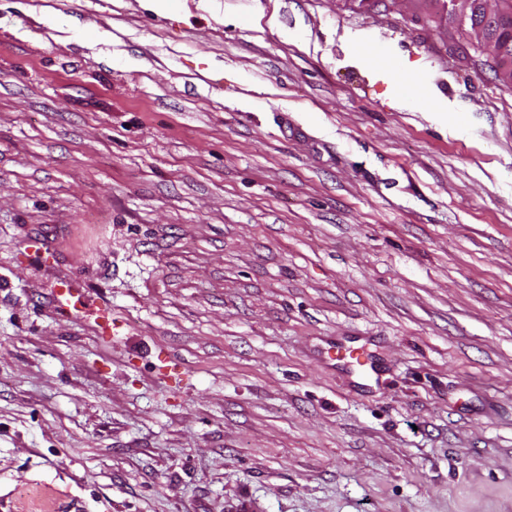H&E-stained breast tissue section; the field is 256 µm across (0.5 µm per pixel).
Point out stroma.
Returning <instances> with one entry per match:
<instances>
[{
  "label": "stroma",
  "mask_w": 512,
  "mask_h": 512,
  "mask_svg": "<svg viewBox=\"0 0 512 512\" xmlns=\"http://www.w3.org/2000/svg\"><path fill=\"white\" fill-rule=\"evenodd\" d=\"M47 498L512 512V84L433 0H0V512ZM332 348L336 349V365L345 370L350 376L356 375L360 380L377 383L379 372L374 357L365 345L360 347L348 346L337 342Z\"/></svg>",
  "instance_id": "obj_1"
}]
</instances>
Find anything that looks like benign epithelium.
<instances>
[{
	"mask_svg": "<svg viewBox=\"0 0 512 512\" xmlns=\"http://www.w3.org/2000/svg\"><path fill=\"white\" fill-rule=\"evenodd\" d=\"M448 24L469 30L492 60L501 64L499 76L512 74V54L500 37L503 20L512 17V0H435Z\"/></svg>",
	"mask_w": 512,
	"mask_h": 512,
	"instance_id": "benign-epithelium-1",
	"label": "benign epithelium"
}]
</instances>
